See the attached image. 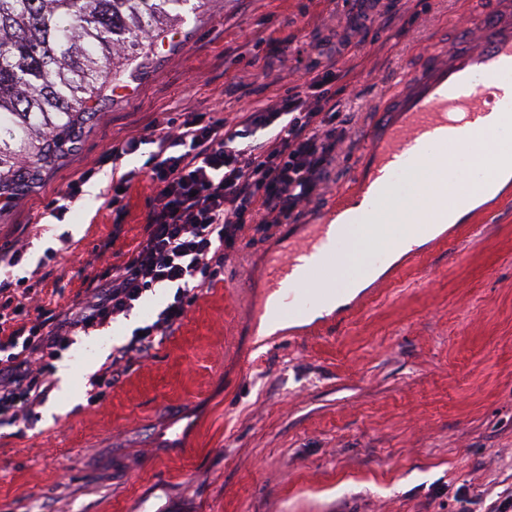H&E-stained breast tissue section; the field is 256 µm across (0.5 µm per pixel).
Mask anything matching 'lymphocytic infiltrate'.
<instances>
[{"mask_svg":"<svg viewBox=\"0 0 512 512\" xmlns=\"http://www.w3.org/2000/svg\"><path fill=\"white\" fill-rule=\"evenodd\" d=\"M336 78L328 67L277 105L242 109L230 119L215 110L157 118L114 145L116 160L146 144L153 150L145 167L113 178L108 205L123 211L124 191L139 177L154 205L142 241L124 263L90 279L68 309H47L37 291L16 288L8 272L22 262L24 245L0 249V327L30 319L0 336V421H24L44 402L53 389L51 362L75 336L130 314L157 289H170L164 307L95 376L88 402L105 399L127 364L175 333L199 291L220 281L242 224L297 217L327 185L346 137L339 122L344 103L331 89Z\"/></svg>","mask_w":512,"mask_h":512,"instance_id":"obj_1","label":"lymphocytic infiltrate"}]
</instances>
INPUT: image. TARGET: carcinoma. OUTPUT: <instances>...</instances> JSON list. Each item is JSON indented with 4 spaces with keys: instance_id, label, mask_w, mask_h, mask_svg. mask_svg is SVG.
I'll list each match as a JSON object with an SVG mask.
<instances>
[{
    "instance_id": "obj_1",
    "label": "carcinoma",
    "mask_w": 512,
    "mask_h": 512,
    "mask_svg": "<svg viewBox=\"0 0 512 512\" xmlns=\"http://www.w3.org/2000/svg\"><path fill=\"white\" fill-rule=\"evenodd\" d=\"M193 0H0V191L55 161Z\"/></svg>"
}]
</instances>
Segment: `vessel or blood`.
<instances>
[{
	"mask_svg": "<svg viewBox=\"0 0 512 512\" xmlns=\"http://www.w3.org/2000/svg\"><path fill=\"white\" fill-rule=\"evenodd\" d=\"M473 32L468 44L434 49L429 67L395 97L368 142L361 173L327 208L334 223L308 225L302 244L281 246L267 257L266 286L276 297L262 309L266 334L260 345L282 335L283 324L342 299L350 237L367 240L366 266L381 265L389 252L372 247V239L385 236L399 244L407 235L430 236L434 225L447 223L449 208L491 183L487 175L467 186L440 173L414 200L422 222L395 231L377 221L384 199L401 192V176L431 158L442 170L446 157L495 133L487 121L488 92L512 73V15L496 10L483 14L475 19Z\"/></svg>",
	"mask_w": 512,
	"mask_h": 512,
	"instance_id": "vessel-or-blood-1",
	"label": "vessel or blood"
}]
</instances>
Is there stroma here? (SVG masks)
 Returning a JSON list of instances; mask_svg holds the SVG:
<instances>
[{"label": "stroma", "mask_w": 512, "mask_h": 512, "mask_svg": "<svg viewBox=\"0 0 512 512\" xmlns=\"http://www.w3.org/2000/svg\"><path fill=\"white\" fill-rule=\"evenodd\" d=\"M491 2L206 0L0 208V248L26 244L13 280L47 308L71 305L143 237L146 184L133 183L124 217L103 203L112 145L165 112L275 103L310 80L324 50L351 122L329 186L298 222L319 223L388 96ZM358 13L366 27L349 32ZM91 167L63 217L43 216L44 199ZM480 223L401 269L330 334L263 350L248 318L263 296L253 280L298 224L244 225L223 285L200 293L104 401L87 402L92 369L164 293L54 360L69 388L54 387L32 420L0 425V512H491L492 493L512 498V198ZM183 443L193 457L174 455Z\"/></svg>", "instance_id": "obj_1"}]
</instances>
